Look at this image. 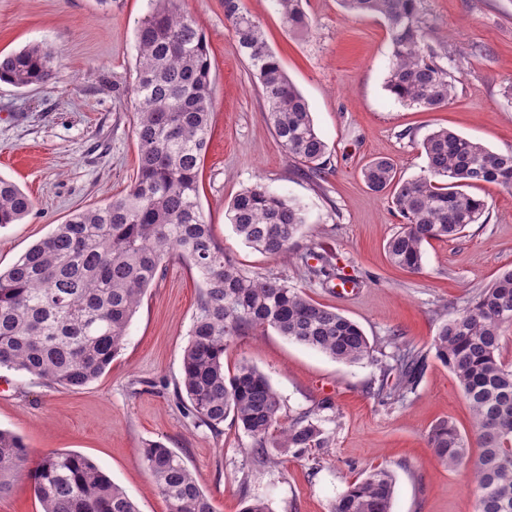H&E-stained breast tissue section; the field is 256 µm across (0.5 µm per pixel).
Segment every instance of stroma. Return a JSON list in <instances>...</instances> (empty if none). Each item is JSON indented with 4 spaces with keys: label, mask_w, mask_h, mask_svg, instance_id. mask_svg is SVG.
<instances>
[{
    "label": "stroma",
    "mask_w": 512,
    "mask_h": 512,
    "mask_svg": "<svg viewBox=\"0 0 512 512\" xmlns=\"http://www.w3.org/2000/svg\"><path fill=\"white\" fill-rule=\"evenodd\" d=\"M263 27L289 78L306 99L328 145L316 176L279 145L251 66L235 46L224 0H178L203 33L214 64L211 131L201 161L199 200L216 242L247 274L273 273L315 302L355 321L374 361L348 365L289 341L272 328L234 337L225 372L241 363L264 373L280 400L282 422L321 419L327 447L262 463L232 423L217 435L195 423L176 396L183 351L202 280L172 256L144 295L121 352L97 380L70 390L25 372L0 369V429L22 437L30 460L52 451L89 457L138 512H168L140 452L162 442L195 474L216 512H243L265 500L272 512H330L339 493L375 467L396 477L393 512H475L471 464L445 467L427 444L449 420L472 435L469 404L435 356L438 327L475 293L512 268V190L474 188L488 210L456 239L424 246L423 267L393 266L387 240L401 224L387 193L362 177L373 159L393 160L400 178L421 175L419 144L445 127L496 152L512 150V0H419L440 63L455 81L437 111L406 106L385 88L391 53L385 22L353 16L339 0H306L310 33H294L273 0H243ZM149 0H0V54L32 44L53 49L49 82L18 88L0 82V176L34 201L23 223L0 228V269H8L78 209L124 195L138 169L134 110L136 27ZM263 184L301 203L307 222L293 259L248 248L227 209L243 188ZM329 254L339 275L310 277L298 256ZM424 359L415 392L400 403L379 399L381 364L397 348Z\"/></svg>",
    "instance_id": "obj_1"
}]
</instances>
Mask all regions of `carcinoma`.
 Here are the masks:
<instances>
[{
	"label": "carcinoma",
	"mask_w": 512,
	"mask_h": 512,
	"mask_svg": "<svg viewBox=\"0 0 512 512\" xmlns=\"http://www.w3.org/2000/svg\"><path fill=\"white\" fill-rule=\"evenodd\" d=\"M288 28L306 33L311 21L303 0H276ZM353 15L381 17L389 30L391 61L385 88L401 103L438 110L455 85L429 45V26L418 0H340ZM136 33L134 131L137 176L129 191L94 208L77 211L0 272V367L52 385L80 389L98 379L122 349L141 297L163 271L172 252L198 271L203 288L183 354L181 386L187 415L216 434L232 419L251 439L252 452L273 461L269 449L300 457L325 448L322 421L304 415L280 423V401L268 378L243 362L224 372L230 339L247 328L271 327L291 341L330 358L356 364L375 361L360 326L314 302L274 275L250 276L214 240L198 200V174L210 132L212 61L196 20L177 0H152ZM238 51L258 79L281 147L309 171L324 173L327 145L309 106L267 44L242 0H224ZM54 53L33 44L0 57V80L17 88L47 83ZM424 174L396 178L392 161H371L368 187H394L392 204L402 218L386 242L392 263L418 271L423 246L452 239L479 224L487 202L465 191L483 183L512 188V150L495 152L444 127L421 142ZM34 201L0 177V226L19 224ZM235 233L252 249L288 257L307 223L299 203L262 184L242 189L228 209ZM512 326V269L480 289L462 312L446 320L434 338L436 357L468 400L474 440L441 421L428 446L449 468L480 448L473 469L476 512H512V362L504 359L503 330ZM383 367L378 395L400 402L416 389L423 360L411 349ZM141 459L169 512H215L184 461L161 443L141 449ZM22 438L0 430V494L26 467ZM42 512H137L124 490L89 458L49 452L28 471ZM395 476L374 468L332 503L330 512H392Z\"/></svg>",
	"instance_id": "cac0c4a2"
}]
</instances>
